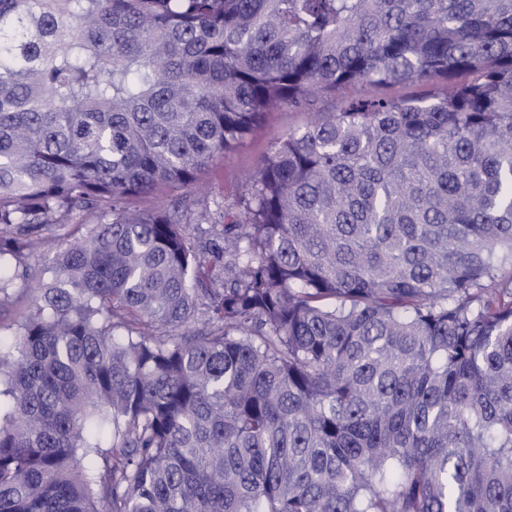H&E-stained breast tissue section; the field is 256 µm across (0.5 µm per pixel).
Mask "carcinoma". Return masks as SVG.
Returning a JSON list of instances; mask_svg holds the SVG:
<instances>
[{
  "instance_id": "obj_1",
  "label": "carcinoma",
  "mask_w": 512,
  "mask_h": 512,
  "mask_svg": "<svg viewBox=\"0 0 512 512\" xmlns=\"http://www.w3.org/2000/svg\"><path fill=\"white\" fill-rule=\"evenodd\" d=\"M284 104L199 248V172ZM19 282L0 512H512V0H0Z\"/></svg>"
}]
</instances>
